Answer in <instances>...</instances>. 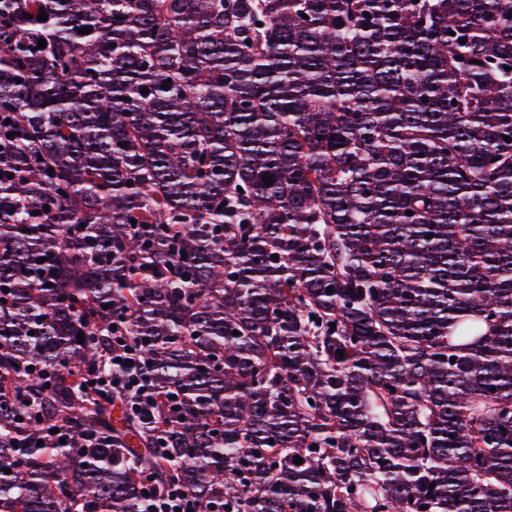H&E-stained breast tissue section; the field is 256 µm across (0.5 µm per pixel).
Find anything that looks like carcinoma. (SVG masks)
I'll list each match as a JSON object with an SVG mask.
<instances>
[{
	"label": "carcinoma",
	"instance_id": "1",
	"mask_svg": "<svg viewBox=\"0 0 512 512\" xmlns=\"http://www.w3.org/2000/svg\"><path fill=\"white\" fill-rule=\"evenodd\" d=\"M506 136L512 0H0V512H512ZM118 339H122V342H118ZM117 358H121L122 362H115ZM125 361H132V365L126 366ZM139 365L138 348L124 329V332L112 336V351L108 357L100 365L86 369L79 376L78 388L99 395L117 390L125 397L131 410L139 413L147 422L155 421L157 407L161 403L160 394L144 379ZM100 380H105V383L100 384ZM140 512H197L194 497L179 484H173L162 492H156L150 484H143ZM148 491V495H145Z\"/></svg>",
	"mask_w": 512,
	"mask_h": 512
}]
</instances>
